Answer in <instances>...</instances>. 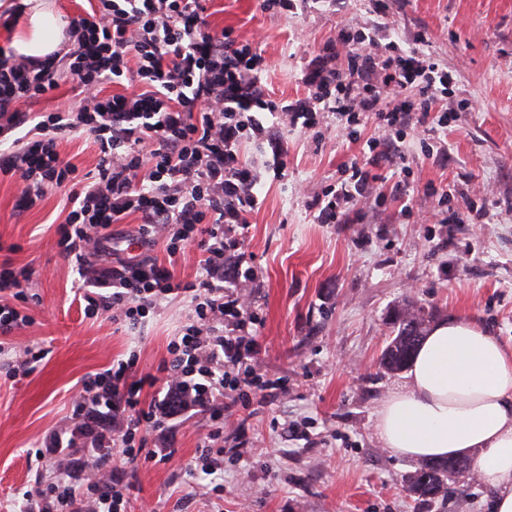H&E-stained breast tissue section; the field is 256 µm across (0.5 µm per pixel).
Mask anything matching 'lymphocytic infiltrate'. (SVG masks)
<instances>
[{
    "instance_id": "obj_1",
    "label": "lymphocytic infiltrate",
    "mask_w": 512,
    "mask_h": 512,
    "mask_svg": "<svg viewBox=\"0 0 512 512\" xmlns=\"http://www.w3.org/2000/svg\"><path fill=\"white\" fill-rule=\"evenodd\" d=\"M204 0H96L90 12L69 18L75 46L64 54L33 58L0 46V174L14 177L17 211L35 208L48 192L66 195L67 215L57 245L79 274L77 294L90 315L113 324H141L168 299L190 294L191 322L169 345L158 374L131 380L135 357L82 379L70 424L45 433L37 454L54 464L58 479L27 498L26 512H125L129 485L112 471V456L126 464L175 455L166 434L177 416L212 412V427L198 458L202 472L221 468L214 455L224 418L214 412L227 395L248 405L278 397L283 388L263 380L252 363L262 326L248 290L258 274L241 250L248 217L261 205V178L243 159L251 140L268 146L283 168L286 153L270 134V118L314 128L324 114L344 120L349 139L375 122L366 140V165L350 163L341 178L309 206L321 224L341 220L359 202L380 200L376 168L405 160L407 129L430 136L447 128V70L425 52L382 43L378 28L345 24L307 62L304 97L270 99L262 78L265 59L231 31L207 23ZM69 75L80 100L74 106L27 112ZM135 83V91L102 95L106 84ZM79 133L99 150L95 170L83 173L63 161L58 142ZM138 223L121 248L112 227ZM164 243L170 262L186 250L202 253L194 280L177 279L168 265L132 245ZM31 283L27 269L0 268V333L28 327L17 304ZM163 390L143 400L144 387ZM98 476L86 481L88 465Z\"/></svg>"
}]
</instances>
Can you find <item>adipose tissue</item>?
Listing matches in <instances>:
<instances>
[{
	"label": "adipose tissue",
	"instance_id": "ef3b65f1",
	"mask_svg": "<svg viewBox=\"0 0 512 512\" xmlns=\"http://www.w3.org/2000/svg\"><path fill=\"white\" fill-rule=\"evenodd\" d=\"M27 28L18 54L54 53L62 26L49 0H23ZM376 430L394 454L421 460L469 456L495 493V512H512V351L474 318L437 323L420 342L405 386L390 391Z\"/></svg>",
	"mask_w": 512,
	"mask_h": 512
}]
</instances>
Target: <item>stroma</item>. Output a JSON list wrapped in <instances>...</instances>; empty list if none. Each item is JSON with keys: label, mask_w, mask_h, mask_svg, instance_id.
Segmentation results:
<instances>
[{"label": "stroma", "mask_w": 512, "mask_h": 512, "mask_svg": "<svg viewBox=\"0 0 512 512\" xmlns=\"http://www.w3.org/2000/svg\"><path fill=\"white\" fill-rule=\"evenodd\" d=\"M207 7L212 27L261 50L277 99L304 96L301 69L339 23L377 19L371 0H319L288 15L263 12L259 0ZM390 19L388 39L405 49L424 44L452 76L447 151L429 156L407 138L408 177L388 179L380 203L320 224L308 201L361 155L335 118L306 131L275 126L287 149L280 175L254 144L243 145L244 158L263 168V203L243 242L259 272L255 368L287 392L229 403L235 423L217 442L220 475L186 471L210 430L209 413L178 418L171 462L124 468L127 512H239L245 491L250 512H494L493 491L466 477L439 499L410 495L404 479L419 462L385 448L376 413L406 382L378 364L404 303L423 305L435 322L473 317L512 348V0H392ZM434 188L454 189L447 206H438ZM16 193L15 181L0 175V264L32 268L35 298L20 306L31 325L7 343L38 345L42 358L28 375L0 373V512H24V493L54 481L35 447L70 420L80 381L133 352L131 379L156 372L192 312L181 296L133 329L86 315L74 297L76 269L57 245L62 191L23 213ZM454 212L463 223H450Z\"/></svg>", "instance_id": "obj_1"}]
</instances>
